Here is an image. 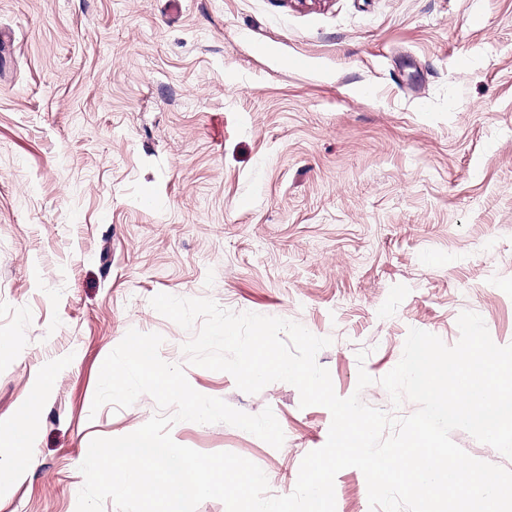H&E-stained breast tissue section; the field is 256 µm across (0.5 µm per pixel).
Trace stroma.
I'll list each match as a JSON object with an SVG mask.
<instances>
[{"label": "stroma", "mask_w": 512, "mask_h": 512, "mask_svg": "<svg viewBox=\"0 0 512 512\" xmlns=\"http://www.w3.org/2000/svg\"><path fill=\"white\" fill-rule=\"evenodd\" d=\"M1 30L0 416L53 384L0 512H76L91 440L156 413L147 394L92 407L132 328L285 435L179 422L174 441L294 490L330 411L188 364L159 293L331 338L336 394L398 416L417 405L380 380L409 329L452 346L472 311L512 344V0H0ZM334 486L336 512H371L359 469Z\"/></svg>", "instance_id": "obj_1"}]
</instances>
